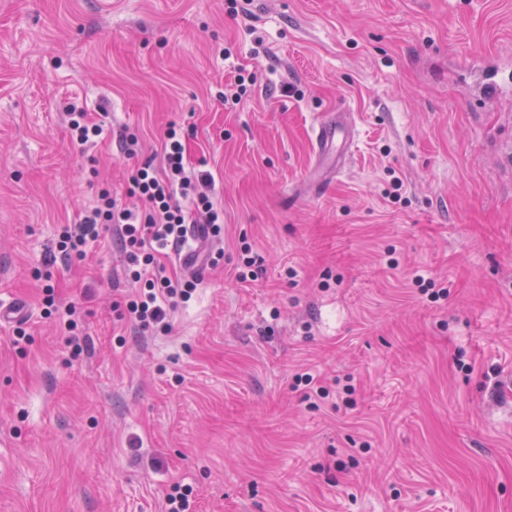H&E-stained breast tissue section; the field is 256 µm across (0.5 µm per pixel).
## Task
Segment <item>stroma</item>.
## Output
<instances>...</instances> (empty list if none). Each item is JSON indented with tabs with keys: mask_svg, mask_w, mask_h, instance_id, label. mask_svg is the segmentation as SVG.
Listing matches in <instances>:
<instances>
[{
	"mask_svg": "<svg viewBox=\"0 0 512 512\" xmlns=\"http://www.w3.org/2000/svg\"><path fill=\"white\" fill-rule=\"evenodd\" d=\"M224 5L0 0V302L28 309L0 322V512H166L176 483L195 512H512V0ZM344 109L356 144L324 180L311 130ZM172 125L224 258L154 335L118 316L122 243L67 268L56 230L104 187L138 206ZM66 115L72 140L78 145L92 143L102 134V126L93 122L83 107L71 105ZM43 304L45 305V314L52 316L59 314V322L63 326L65 332V343L70 347L73 354H77L81 349L80 338L75 331L78 328V316L74 306L69 305L65 308L64 313L60 315L59 305L55 289L50 284L45 285L43 288Z\"/></svg>",
	"mask_w": 512,
	"mask_h": 512,
	"instance_id": "35a3bbf8",
	"label": "stroma"
}]
</instances>
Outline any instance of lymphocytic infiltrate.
Returning <instances> with one entry per match:
<instances>
[{
    "mask_svg": "<svg viewBox=\"0 0 512 512\" xmlns=\"http://www.w3.org/2000/svg\"><path fill=\"white\" fill-rule=\"evenodd\" d=\"M185 146L176 127H169L161 143V163L144 161L129 177L130 191L144 203L143 210L126 208L109 190L72 224L58 230L57 249L65 261H81L89 242L115 231L127 248L125 274L136 286L125 303L128 320L141 329L166 334L171 330L168 311L188 302L199 282L168 273L160 258L164 250H179L186 243L187 227L203 224L208 235L220 236L224 212L205 188L212 178L187 168Z\"/></svg>",
    "mask_w": 512,
    "mask_h": 512,
    "instance_id": "1",
    "label": "lymphocytic infiltrate"
}]
</instances>
